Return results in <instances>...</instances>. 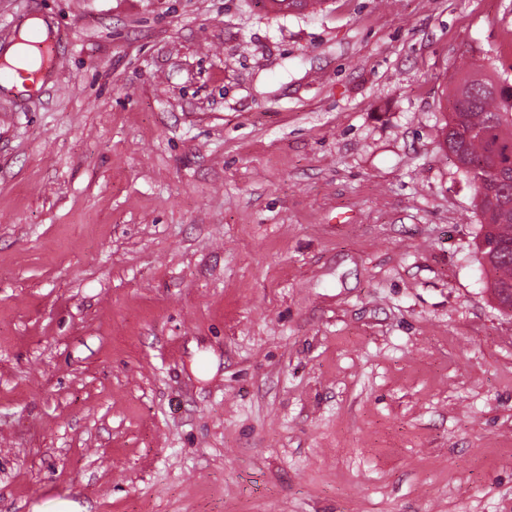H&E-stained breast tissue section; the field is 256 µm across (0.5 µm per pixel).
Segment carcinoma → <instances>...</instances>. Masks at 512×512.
<instances>
[{
	"mask_svg": "<svg viewBox=\"0 0 512 512\" xmlns=\"http://www.w3.org/2000/svg\"><path fill=\"white\" fill-rule=\"evenodd\" d=\"M276 11L314 6L318 0H263ZM452 107L443 126L444 144L470 181L474 174L497 178L475 186L483 217L477 245L483 266L492 273L494 297L512 304V84L484 64H472L456 77Z\"/></svg>",
	"mask_w": 512,
	"mask_h": 512,
	"instance_id": "obj_1",
	"label": "carcinoma"
}]
</instances>
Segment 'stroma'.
I'll use <instances>...</instances> for the list:
<instances>
[{
    "label": "stroma",
    "mask_w": 512,
    "mask_h": 512,
    "mask_svg": "<svg viewBox=\"0 0 512 512\" xmlns=\"http://www.w3.org/2000/svg\"><path fill=\"white\" fill-rule=\"evenodd\" d=\"M0 512H512V312L442 146L512 0H0Z\"/></svg>",
    "instance_id": "35a3bbf8"
}]
</instances>
